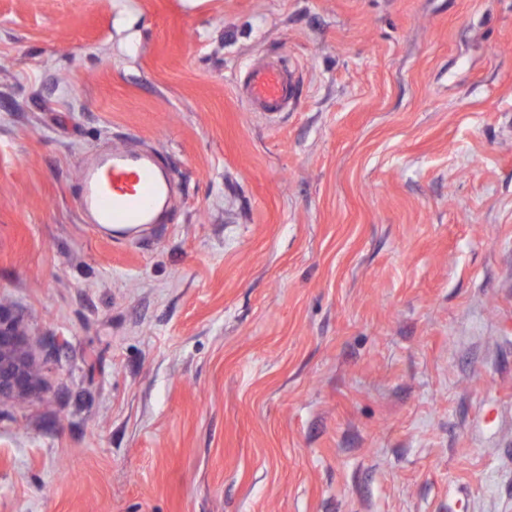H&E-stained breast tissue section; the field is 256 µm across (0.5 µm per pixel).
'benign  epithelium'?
Wrapping results in <instances>:
<instances>
[{
	"label": "benign epithelium",
	"mask_w": 512,
	"mask_h": 512,
	"mask_svg": "<svg viewBox=\"0 0 512 512\" xmlns=\"http://www.w3.org/2000/svg\"><path fill=\"white\" fill-rule=\"evenodd\" d=\"M35 344L19 321L0 305V402L21 401L42 388Z\"/></svg>",
	"instance_id": "1"
}]
</instances>
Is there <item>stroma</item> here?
<instances>
[{"label":"stroma","instance_id":"1","mask_svg":"<svg viewBox=\"0 0 512 512\" xmlns=\"http://www.w3.org/2000/svg\"><path fill=\"white\" fill-rule=\"evenodd\" d=\"M0 303V512H512V0H0ZM239 93L252 111L282 112L295 96V84L279 61L266 60L247 68ZM169 190L151 159L113 150L84 167L76 202L90 224L122 233L155 224ZM35 347L19 321L0 304V402L21 401L42 388Z\"/></svg>","mask_w":512,"mask_h":512}]
</instances>
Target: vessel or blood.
Wrapping results in <instances>:
<instances>
[{
    "label": "vessel or blood",
    "instance_id": "vessel-or-blood-1",
    "mask_svg": "<svg viewBox=\"0 0 512 512\" xmlns=\"http://www.w3.org/2000/svg\"><path fill=\"white\" fill-rule=\"evenodd\" d=\"M239 93L255 112H281L295 96L287 69L277 61L251 64ZM170 190V180L148 158L111 151L85 166L77 206L98 228L124 232L136 224H152Z\"/></svg>",
    "mask_w": 512,
    "mask_h": 512
}]
</instances>
